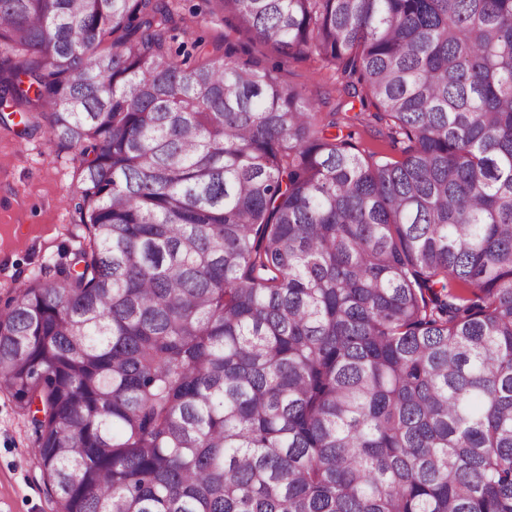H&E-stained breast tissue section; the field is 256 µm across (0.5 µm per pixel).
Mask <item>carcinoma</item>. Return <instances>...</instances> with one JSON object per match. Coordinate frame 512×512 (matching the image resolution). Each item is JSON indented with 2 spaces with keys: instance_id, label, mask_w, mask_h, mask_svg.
<instances>
[{
  "instance_id": "1",
  "label": "carcinoma",
  "mask_w": 512,
  "mask_h": 512,
  "mask_svg": "<svg viewBox=\"0 0 512 512\" xmlns=\"http://www.w3.org/2000/svg\"><path fill=\"white\" fill-rule=\"evenodd\" d=\"M214 2L402 158L177 0H0V98L80 157L0 312L55 512H512V0ZM213 0H179V12L183 18L181 26L187 35L180 34L179 41L186 37L201 38L206 49L224 53V39L229 40L246 50L244 58L260 61L263 65L277 67L279 80L286 86L291 85L302 89L305 94L315 102L319 119L327 122L331 116L329 112H340L336 118L342 117L344 112L352 116L359 112L360 104L354 102V108L347 103L351 100L339 92L336 75L314 58L288 60L279 55L270 46L250 41L248 35L239 32L236 21L228 13L211 15ZM378 128L379 126L372 125V127H368L356 122L355 125L350 128H343V134H347L349 131H352L354 134L353 141L356 142L361 151H383L389 157L396 160L400 159L402 155L400 147L398 146L395 149L391 148L377 133Z\"/></svg>"
}]
</instances>
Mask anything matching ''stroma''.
<instances>
[{"label":"stroma","instance_id":"1","mask_svg":"<svg viewBox=\"0 0 512 512\" xmlns=\"http://www.w3.org/2000/svg\"><path fill=\"white\" fill-rule=\"evenodd\" d=\"M211 0H179L182 28L207 50L225 42L243 46L249 58L276 68L284 85L302 89L322 120L348 110L336 76L313 58L292 60L239 32ZM79 182L77 150L60 148L46 129L26 133L19 114L0 111V310L28 278L69 263L82 229L70 200ZM27 412L0 390V512H55L54 497L40 478Z\"/></svg>","mask_w":512,"mask_h":512}]
</instances>
